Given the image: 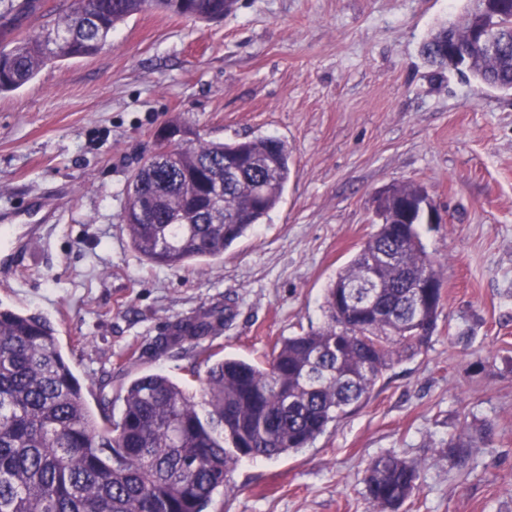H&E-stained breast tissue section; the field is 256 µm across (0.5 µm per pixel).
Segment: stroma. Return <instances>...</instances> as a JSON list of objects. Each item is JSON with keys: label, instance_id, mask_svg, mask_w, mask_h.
<instances>
[{"label": "stroma", "instance_id": "1", "mask_svg": "<svg viewBox=\"0 0 512 512\" xmlns=\"http://www.w3.org/2000/svg\"><path fill=\"white\" fill-rule=\"evenodd\" d=\"M464 0H236L223 21L145 11L95 56L47 64L0 94V211L39 198L49 220L0 247V304L45 317L86 386L162 373L199 390L208 355L262 360L321 327L325 289L377 230L373 200L424 187L419 225L443 274L436 329L383 371L368 401L309 447L242 461L208 512H372L363 483L382 454L416 463L401 512H512V93L438 72L420 47ZM231 142L273 136L293 165L280 204L187 269L132 249L122 211L132 169L173 117ZM232 306L229 328L155 351L178 318ZM112 382L100 388V379ZM488 428L465 463L442 453Z\"/></svg>", "mask_w": 512, "mask_h": 512}]
</instances>
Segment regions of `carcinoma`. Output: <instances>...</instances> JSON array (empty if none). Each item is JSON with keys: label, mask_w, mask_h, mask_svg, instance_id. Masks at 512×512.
Returning <instances> with one entry per match:
<instances>
[{"label": "carcinoma", "mask_w": 512, "mask_h": 512, "mask_svg": "<svg viewBox=\"0 0 512 512\" xmlns=\"http://www.w3.org/2000/svg\"><path fill=\"white\" fill-rule=\"evenodd\" d=\"M499 38L476 46L470 14L440 24L421 45L423 60L448 69V41L472 59L463 78L512 92V0H493ZM147 10L204 21L224 18V0H87L53 17L45 0H0V93L29 83L48 63L97 54L116 27ZM34 37L23 35L30 19ZM170 126L188 137L158 146L131 174L123 223L133 250L158 266L185 268L221 257L274 209L290 179L285 141L260 137L207 141L188 121ZM402 210L424 188L390 187ZM381 224L326 294L327 321L275 343L258 364L224 358L207 367L201 400L160 373L122 388L112 413L98 411L64 357L47 319L0 305V512H207L228 493L238 464L312 444L328 424L370 397L378 376L426 347L435 328L442 283L417 230ZM234 312L208 308L177 319L156 346L165 352L220 334ZM463 463L470 436L448 443ZM419 467L391 454L364 475L373 512H399L419 488Z\"/></svg>", "instance_id": "cac0c4a2"}]
</instances>
